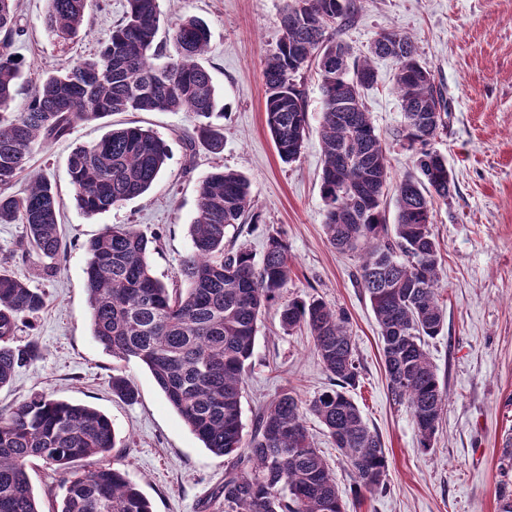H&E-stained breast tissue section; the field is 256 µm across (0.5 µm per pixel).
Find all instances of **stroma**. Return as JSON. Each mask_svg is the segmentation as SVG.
Returning <instances> with one entry per match:
<instances>
[{"mask_svg": "<svg viewBox=\"0 0 512 512\" xmlns=\"http://www.w3.org/2000/svg\"><path fill=\"white\" fill-rule=\"evenodd\" d=\"M357 3V18L343 40L362 56L379 32L411 35L449 104L447 126L432 142L456 185L448 202L433 210L446 322L427 351L447 393L433 448H421L409 412L388 394L379 327L355 280L358 255L337 253L324 234L322 100L315 70L297 76L309 131L295 162L280 159L266 125L263 69L277 48L286 0H161L164 20L157 42L164 53L176 52L170 32L180 19L194 16L210 29L203 63L219 95L211 123L224 131L221 154L188 152L184 136L199 123L194 113L120 112L77 124L61 140L35 147L10 188L24 196L41 175L57 188L64 201L59 217L64 250L53 261L25 251V225L0 224V262L48 296L45 308L18 333L19 342L38 340L44 356L0 388V410L46 393L109 416L120 439L110 460L138 485L152 512H224L212 494L229 466L203 448L144 366L112 357L94 340L85 247L112 225L156 236L149 254L152 272L167 288H182L180 263L191 245L198 185L218 168L241 173L251 183L254 218L239 227L237 245L259 261L269 236L288 244L292 273L283 299L316 297L349 314L361 371L350 395L379 434L388 470L385 492H356L345 459L318 419L308 417L315 444L336 475L345 512H497L502 445L512 436V0ZM126 6V0H99L81 34L60 42L42 23L47 0H19L14 44L25 67L12 112L23 110L46 74L95 53ZM373 65L378 82L366 91L365 102L399 178L412 172L413 158L399 137L402 112L391 90L393 65L387 59ZM114 126L152 130L167 141L170 157L144 195L89 216L73 200L68 157L75 146L99 140ZM116 375L135 384L136 402L113 395ZM332 387L311 337L303 331L284 334L277 306L266 309L245 370L244 436H251L258 412L281 390L308 400Z\"/></svg>", "mask_w": 512, "mask_h": 512, "instance_id": "obj_1", "label": "stroma"}]
</instances>
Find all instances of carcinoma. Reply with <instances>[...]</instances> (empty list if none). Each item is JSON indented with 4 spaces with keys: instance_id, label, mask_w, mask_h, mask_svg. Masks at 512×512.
I'll list each match as a JSON object with an SVG mask.
<instances>
[{
    "instance_id": "1",
    "label": "carcinoma",
    "mask_w": 512,
    "mask_h": 512,
    "mask_svg": "<svg viewBox=\"0 0 512 512\" xmlns=\"http://www.w3.org/2000/svg\"><path fill=\"white\" fill-rule=\"evenodd\" d=\"M46 30L60 42L83 29L90 0H48ZM357 0H291L280 14L282 37L264 65L266 123L281 160L300 155L308 112L296 76L315 66L322 94L320 121L324 165L321 197L324 231L339 252L363 251L357 283L368 295L380 327L388 391L409 409L421 448L433 447L446 402L426 339L441 334L445 314L438 292L440 244L431 230L434 204L456 190L447 160L431 149L446 125L448 102L415 42L382 32L370 55L356 56L341 32L356 17ZM160 0H127L121 23L94 54L66 73L48 75L23 111L4 117L15 98L23 61L12 49L15 0H0V224H24L30 246L54 258L62 248V205L50 181H33L25 196L7 193L25 170L32 150L65 135L78 123L114 112H178L209 119L217 91L202 64L210 32L196 17L172 29L177 54L156 43ZM395 65L394 88L404 123L400 136L416 170L393 177L381 135L364 103L378 81L372 57ZM224 150V132L209 123L188 137ZM170 151L160 136L140 127L112 128L100 140L76 146L68 168L73 199L97 215L145 194L163 171ZM396 195L389 228L384 197ZM249 180L217 169L199 184L191 246L181 261L186 288L171 291L152 273L149 238L113 226L86 246V291L92 336L113 356L145 366L185 425L217 456L236 458L215 499L224 512H344L336 480L314 446L305 416H315L347 459L359 490L385 487L387 455L349 389L359 381L350 318L320 299L294 298L280 307L282 329L308 330L315 352L336 380L304 402L286 389L260 413L243 445V374L252 357L262 312L279 300L291 258L278 236L268 239L261 264L244 247L226 242L229 230L247 222ZM46 294L0 268V388L37 360L36 341L13 345L19 323L34 317ZM112 393L133 402L127 377H112ZM120 440L103 412L36 394L0 413V512H43L29 480L38 459L63 474L62 495L52 512H152L126 473L102 462Z\"/></svg>"
}]
</instances>
